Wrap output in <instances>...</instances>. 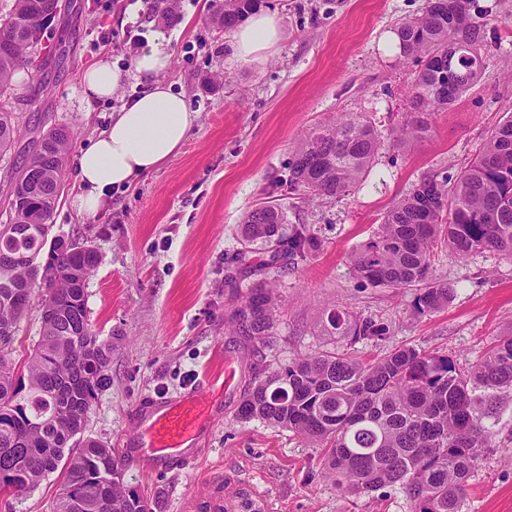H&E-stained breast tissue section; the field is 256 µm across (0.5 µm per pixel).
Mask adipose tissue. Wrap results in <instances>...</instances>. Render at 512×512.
<instances>
[{"instance_id":"ef3b65f1","label":"adipose tissue","mask_w":512,"mask_h":512,"mask_svg":"<svg viewBox=\"0 0 512 512\" xmlns=\"http://www.w3.org/2000/svg\"><path fill=\"white\" fill-rule=\"evenodd\" d=\"M282 38L277 16L262 11L233 30L231 48L237 60L259 65ZM169 61V54L159 44L136 54L134 68L150 86L114 112L111 125L80 151L77 191L71 199L77 211L98 212L113 190L130 186L136 177L159 169L188 139L197 115L188 108L183 93L161 80ZM123 81V72L103 59L85 71L82 91L89 98H109Z\"/></svg>"}]
</instances>
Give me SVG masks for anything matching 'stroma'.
<instances>
[{
	"instance_id": "obj_1",
	"label": "stroma",
	"mask_w": 512,
	"mask_h": 512,
	"mask_svg": "<svg viewBox=\"0 0 512 512\" xmlns=\"http://www.w3.org/2000/svg\"><path fill=\"white\" fill-rule=\"evenodd\" d=\"M52 23L67 56L47 95L29 101L30 71L15 76L8 107L28 139L29 121L45 118L71 134L73 158L63 174L51 236L94 246L100 263L86 286L89 323L112 346L110 383L96 396L84 438L118 450L125 484L151 512H413L400 487L361 495L336 490L326 477L324 449L239 406L253 378L334 343L320 324L337 306L381 320L382 340L354 346L362 360L413 346L452 356L466 367L487 346L512 334V256L484 252L455 259L439 248L434 279L448 284L447 305L415 313L416 288L372 287L350 271L348 258L377 230L395 200L422 176H457L491 132L512 113V0H475L492 10L482 40L484 68L448 109L436 112L428 135L397 143L409 118L419 67L383 54L379 41L402 20L421 15L425 0H263L285 36L260 65L235 60L230 30L213 21L214 0H177V16L144 15L143 0H73ZM164 36L170 64L164 81L181 90L198 119L181 151L160 169L114 192L93 217L69 203L74 157L108 128L113 112L142 94L132 77L137 51ZM128 72L109 99L85 100L82 76L101 59ZM341 112L363 114L383 145L349 195L312 197L289 191L288 164L300 140ZM280 206L289 225L310 226L319 252L278 271L281 306L274 336L248 343L228 333V316L247 281L229 287L226 274L241 251L253 263L269 256L263 243L242 240L244 215ZM233 366L232 388L224 368ZM206 384L214 405L195 457L150 467L131 453L139 441L135 412L151 398H176ZM494 445L468 480L461 512H512V403L495 422ZM61 479L0 501V512H55Z\"/></svg>"
}]
</instances>
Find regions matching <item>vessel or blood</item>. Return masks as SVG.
<instances>
[{
	"mask_svg": "<svg viewBox=\"0 0 512 512\" xmlns=\"http://www.w3.org/2000/svg\"><path fill=\"white\" fill-rule=\"evenodd\" d=\"M208 407L207 399L200 395L172 404L159 403L140 421L144 434L142 455L158 465L187 458L199 436V418Z\"/></svg>",
	"mask_w": 512,
	"mask_h": 512,
	"instance_id": "vessel-or-blood-1",
	"label": "vessel or blood"
}]
</instances>
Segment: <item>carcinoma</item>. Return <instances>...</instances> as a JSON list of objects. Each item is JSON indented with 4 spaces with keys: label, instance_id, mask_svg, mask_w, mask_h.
Instances as JSON below:
<instances>
[{
    "label": "carcinoma",
    "instance_id": "1",
    "mask_svg": "<svg viewBox=\"0 0 512 512\" xmlns=\"http://www.w3.org/2000/svg\"><path fill=\"white\" fill-rule=\"evenodd\" d=\"M473 0H426L423 13L398 23L402 56L422 68L410 101V121L394 141L419 138L431 116L446 110L478 78L484 59L480 33L488 13L475 18ZM260 0H221L214 20L235 26ZM50 0H13L0 16V97L13 90L16 73L35 66L30 95L47 90L66 50L57 45L34 55L50 14ZM27 148L16 149V113L0 104V158L16 151L21 162L7 178V220L0 224V498L34 488L60 472L56 512H142L148 503L112 478L121 465L116 449L78 440L98 392L109 384L112 346L88 319L82 274L98 266L89 251L49 247L40 262L70 149L61 127H32ZM378 130L363 115L344 112L310 131L289 163L288 188L311 196H345L361 181L380 149ZM285 212L264 206L246 213L247 243L271 247L262 267H295L320 249L306 225L283 233ZM458 259L492 251L512 256V114L455 180L425 176L394 202L378 231L350 255L354 276L373 286L416 287L415 310L432 312L454 292L432 278L438 242ZM280 300L275 284L259 280L232 312V335L262 342L274 334ZM41 312L39 340L22 369L14 364L17 325L32 308ZM342 344L278 366L254 382L240 405L243 418L327 449L325 464L336 488L361 494L399 486L415 512H459L468 479L485 449L512 387V335L501 336L483 358L461 370L447 354L396 348L372 362L352 346L381 339L389 327L333 308L323 324Z\"/></svg>",
    "mask_w": 512,
    "mask_h": 512
}]
</instances>
